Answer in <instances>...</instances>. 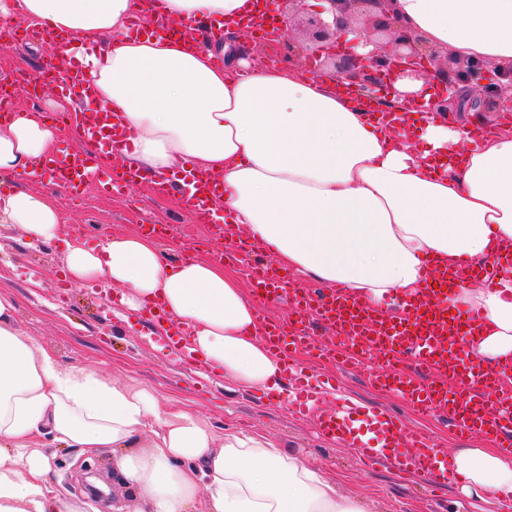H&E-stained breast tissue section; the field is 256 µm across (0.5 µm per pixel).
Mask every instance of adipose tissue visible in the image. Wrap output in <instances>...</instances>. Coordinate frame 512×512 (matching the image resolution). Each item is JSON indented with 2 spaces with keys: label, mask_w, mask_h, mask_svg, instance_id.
Here are the masks:
<instances>
[{
  "label": "adipose tissue",
  "mask_w": 512,
  "mask_h": 512,
  "mask_svg": "<svg viewBox=\"0 0 512 512\" xmlns=\"http://www.w3.org/2000/svg\"><path fill=\"white\" fill-rule=\"evenodd\" d=\"M407 25L461 59L512 61V0H395ZM251 0H0V15L75 34L53 53L76 58L100 103L124 118L126 163L142 176L193 165L224 182L218 206L239 233L264 243L296 274L343 283L373 306L412 296L425 261L498 262L493 289L456 287L448 301L479 312L470 354L512 367V130L465 146L463 128L429 115L420 133L377 128L333 82L297 66L254 64L235 34L193 47L161 34L194 21L224 27ZM139 16L142 37L128 36ZM56 132L35 112L0 128V176L37 179ZM0 217L30 242L60 243L75 283L122 290L137 311L162 297L193 329L190 350L245 387L280 384L283 369L253 330L238 280L205 259L165 261L153 236L133 232L88 246L65 230L54 198L17 186ZM0 295V512H86L50 479L39 439L109 448L134 512H365L335 483L268 438L216 432L197 414L163 410L157 396L84 368H61L16 327ZM448 460L468 496L512 512V461L489 448H456Z\"/></svg>",
  "instance_id": "adipose-tissue-1"
}]
</instances>
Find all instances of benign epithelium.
<instances>
[{
    "label": "benign epithelium",
    "mask_w": 512,
    "mask_h": 512,
    "mask_svg": "<svg viewBox=\"0 0 512 512\" xmlns=\"http://www.w3.org/2000/svg\"><path fill=\"white\" fill-rule=\"evenodd\" d=\"M329 7L310 6L306 0H283L296 18L294 30L271 23L266 46L288 43L304 49L315 71L329 70L338 80L372 97L396 76L435 80L440 111L498 112L512 109V64L457 60L409 30L390 9V0H323ZM355 38L348 39L349 35ZM471 86L478 97L464 103L461 87Z\"/></svg>",
    "instance_id": "obj_1"
}]
</instances>
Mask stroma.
I'll return each instance as SVG.
<instances>
[{
    "mask_svg": "<svg viewBox=\"0 0 512 512\" xmlns=\"http://www.w3.org/2000/svg\"><path fill=\"white\" fill-rule=\"evenodd\" d=\"M38 41L31 29L22 41L0 50V71L17 66L29 73L41 69L50 56L39 49ZM29 188L51 194L69 232L89 240L137 231L145 224H170L173 234L158 236L157 241L171 260L191 253L207 259L219 249L206 226L193 223L187 199L180 194L156 198L144 183L108 194L93 182L74 201L44 180ZM0 293L14 300L21 333L52 351L61 367L90 368L110 380L146 387L164 407L200 413L217 430L265 435L323 471L342 495L361 501L366 512H473L459 485L432 492L420 479H402L389 470L365 471L351 449L321 439L311 420L296 417L285 402L264 400L261 388L243 389L224 376L198 373L141 321L138 312L118 302L107 304L113 289L67 283L62 246L27 243L14 224L0 223ZM329 372L348 397L409 414L411 425L440 450L478 445L476 439L456 434L451 423L410 414L400 399L373 388L362 368L333 366ZM40 446L53 457L54 484L85 502L89 512L127 507L112 473L111 449L82 454L45 438Z\"/></svg>",
    "mask_w": 512,
    "mask_h": 512,
    "instance_id": "35a3bbf8",
    "label": "stroma"
}]
</instances>
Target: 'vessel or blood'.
<instances>
[{
  "label": "vessel or blood",
  "instance_id": "obj_1",
  "mask_svg": "<svg viewBox=\"0 0 512 512\" xmlns=\"http://www.w3.org/2000/svg\"><path fill=\"white\" fill-rule=\"evenodd\" d=\"M52 71L57 72L59 85L91 97L81 71L59 72L50 62L43 73L30 77L29 87H40L44 73ZM70 137L86 143L88 149L78 152L69 143L57 145L54 158L44 169L48 182L54 184L59 177H66L74 196L80 195L89 181L114 192L136 183V174L119 168L131 146V135L114 113L101 107L83 113ZM152 188L159 196L177 188L184 190L198 223L214 225L223 237L233 236L232 225L225 223L214 206L223 193L219 180L187 171L177 180L153 179ZM261 249L260 243L243 241L233 257L251 266L258 334L283 362L284 373L294 384L297 412L315 413L320 435L348 444L371 469L389 467L402 475H422L441 487L450 478L448 463L441 460L439 450L404 418L377 408L315 410L317 399L330 389L326 380L300 367L296 357L300 350H318L323 358L343 366L366 367L374 387L402 398L423 415L451 418L462 436L496 438L499 452L512 457V389L504 388L501 372L483 367L467 355L465 347L477 332L478 317L450 308L446 291L447 285L458 282L493 287L492 266L434 269L417 299L402 301L403 315L395 319L352 299L344 286L325 292L297 286L271 264L256 262ZM283 300L291 304V317L271 319L266 313L268 304ZM143 319L163 333L172 348L186 350L188 328L172 325L161 302L146 306ZM316 324L329 330L328 340H316L312 333Z\"/></svg>",
  "mask_w": 512,
  "mask_h": 512
}]
</instances>
